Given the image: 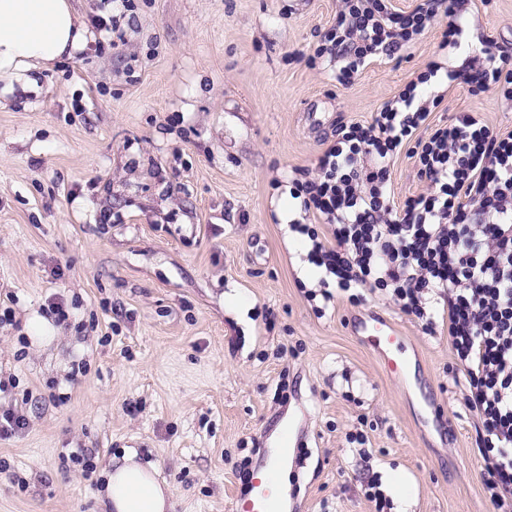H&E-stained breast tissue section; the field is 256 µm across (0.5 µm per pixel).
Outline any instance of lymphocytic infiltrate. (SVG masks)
I'll return each instance as SVG.
<instances>
[{"label": "lymphocytic infiltrate", "instance_id": "obj_1", "mask_svg": "<svg viewBox=\"0 0 512 512\" xmlns=\"http://www.w3.org/2000/svg\"><path fill=\"white\" fill-rule=\"evenodd\" d=\"M466 3L417 0L398 11L391 0H341L307 62L339 58L336 82L347 87L370 60L394 57L431 29H439L441 47L458 46ZM482 53L480 68L448 71V80L512 99V48L489 38ZM439 70L429 62L371 123L343 126L319 157L317 175L292 180L291 197L328 226L330 238L318 225L294 221L290 229L350 303L386 292L425 330L435 317L447 320L464 402L482 426L484 490L495 512H512V131L494 130L471 112L432 119L443 98L421 101L417 89ZM403 151L428 189L397 204L389 183Z\"/></svg>", "mask_w": 512, "mask_h": 512}]
</instances>
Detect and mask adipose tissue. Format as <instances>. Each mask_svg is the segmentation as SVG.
<instances>
[{
  "instance_id": "obj_1",
  "label": "adipose tissue",
  "mask_w": 512,
  "mask_h": 512,
  "mask_svg": "<svg viewBox=\"0 0 512 512\" xmlns=\"http://www.w3.org/2000/svg\"><path fill=\"white\" fill-rule=\"evenodd\" d=\"M89 29L71 0H0V75L22 77L32 87L30 72L84 51ZM98 496L103 512H173L168 490L154 467L134 454L113 459L103 474Z\"/></svg>"
}]
</instances>
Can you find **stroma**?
<instances>
[{
    "label": "stroma",
    "instance_id": "stroma-1",
    "mask_svg": "<svg viewBox=\"0 0 512 512\" xmlns=\"http://www.w3.org/2000/svg\"><path fill=\"white\" fill-rule=\"evenodd\" d=\"M134 2L123 43L93 30L36 93L0 99V409L28 420L0 439V512H100L101 469L126 452L174 512H236L242 459L257 471L285 430L284 512H374V479L390 512H493L447 324L427 333L381 292L317 313L288 227L315 218L289 182L428 62L466 70L483 38L512 45V0H468L460 47L430 30L347 88L336 62L289 59L340 0ZM424 95L512 131L496 92L441 75ZM368 312L409 339L408 379L352 333Z\"/></svg>",
    "mask_w": 512,
    "mask_h": 512
}]
</instances>
